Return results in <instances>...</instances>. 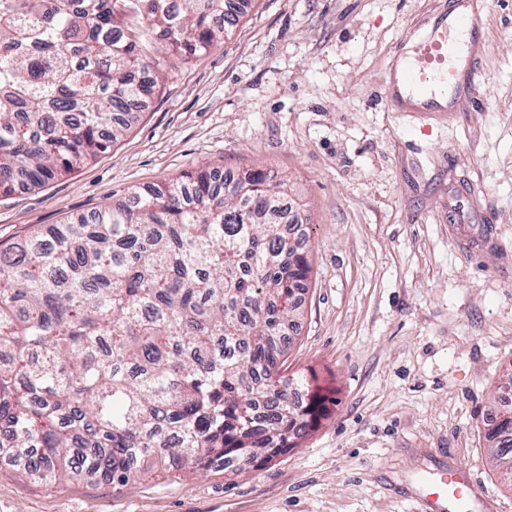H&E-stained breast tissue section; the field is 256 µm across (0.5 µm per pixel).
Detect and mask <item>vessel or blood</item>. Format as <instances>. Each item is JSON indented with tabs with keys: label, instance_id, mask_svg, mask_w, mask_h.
<instances>
[{
	"label": "vessel or blood",
	"instance_id": "b4317fda",
	"mask_svg": "<svg viewBox=\"0 0 512 512\" xmlns=\"http://www.w3.org/2000/svg\"><path fill=\"white\" fill-rule=\"evenodd\" d=\"M484 0H448L424 24L414 48L397 45L381 100L392 112H453L481 107L479 65ZM419 512H470L484 493L467 470L439 467L418 479Z\"/></svg>",
	"mask_w": 512,
	"mask_h": 512
}]
</instances>
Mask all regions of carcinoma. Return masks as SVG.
Returning <instances> with one entry per match:
<instances>
[{
  "label": "carcinoma",
  "instance_id": "cac0c4a2",
  "mask_svg": "<svg viewBox=\"0 0 512 512\" xmlns=\"http://www.w3.org/2000/svg\"><path fill=\"white\" fill-rule=\"evenodd\" d=\"M232 0H0V196L105 152L163 73L224 42ZM200 169L0 251V452L34 479L237 474L324 412L280 375L311 250L287 180ZM487 438L512 487V408Z\"/></svg>",
  "mask_w": 512,
  "mask_h": 512
}]
</instances>
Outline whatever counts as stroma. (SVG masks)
<instances>
[{
	"label": "stroma",
	"mask_w": 512,
	"mask_h": 512,
	"mask_svg": "<svg viewBox=\"0 0 512 512\" xmlns=\"http://www.w3.org/2000/svg\"><path fill=\"white\" fill-rule=\"evenodd\" d=\"M484 107L390 112L395 46L440 0H249L221 47L180 63L126 134L0 198V248L199 168L270 169L309 232L312 277L284 376L325 412L236 475L31 480L0 459V512H416L415 481L469 469L496 512L487 418L512 372V0H488Z\"/></svg>",
	"instance_id": "1"
}]
</instances>
